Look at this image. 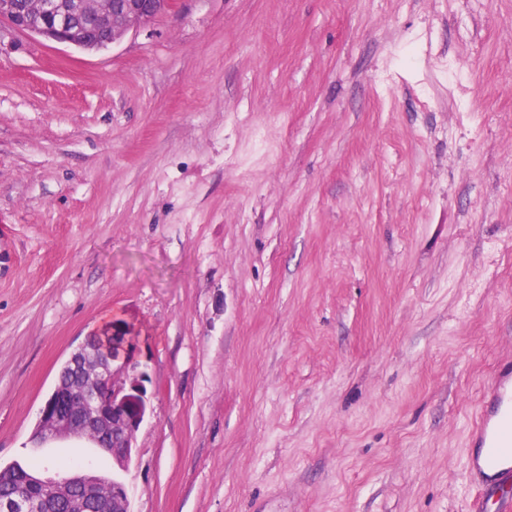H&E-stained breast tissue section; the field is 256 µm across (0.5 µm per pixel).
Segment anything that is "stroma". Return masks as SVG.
<instances>
[{"mask_svg":"<svg viewBox=\"0 0 512 512\" xmlns=\"http://www.w3.org/2000/svg\"><path fill=\"white\" fill-rule=\"evenodd\" d=\"M131 336L127 469L32 433ZM512 363V0H175L107 47L0 31V466L131 512H471Z\"/></svg>","mask_w":512,"mask_h":512,"instance_id":"1","label":"stroma"}]
</instances>
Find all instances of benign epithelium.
I'll return each instance as SVG.
<instances>
[{
	"mask_svg": "<svg viewBox=\"0 0 512 512\" xmlns=\"http://www.w3.org/2000/svg\"><path fill=\"white\" fill-rule=\"evenodd\" d=\"M174 0H0V21L19 33L74 45L87 50L115 43L167 12ZM101 348L84 343L65 362L69 380L57 381L45 401L38 429L49 439L85 438L96 432V444L112 439V465L123 469L129 463L134 435L146 409L147 374L130 377L117 360L116 338L101 337ZM42 488L38 495H11L0 499V512H55L65 502L69 512H129L124 483L108 484L97 476L57 473L31 478Z\"/></svg>",
	"mask_w": 512,
	"mask_h": 512,
	"instance_id": "1",
	"label": "benign epithelium"
}]
</instances>
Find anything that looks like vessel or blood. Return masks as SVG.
<instances>
[{
	"label": "vessel or blood",
	"mask_w": 512,
	"mask_h": 512,
	"mask_svg": "<svg viewBox=\"0 0 512 512\" xmlns=\"http://www.w3.org/2000/svg\"><path fill=\"white\" fill-rule=\"evenodd\" d=\"M468 469L478 496L473 512H484L488 500H496L498 512H512V366L500 370L492 391L484 400L471 433Z\"/></svg>",
	"instance_id": "obj_1"
}]
</instances>
